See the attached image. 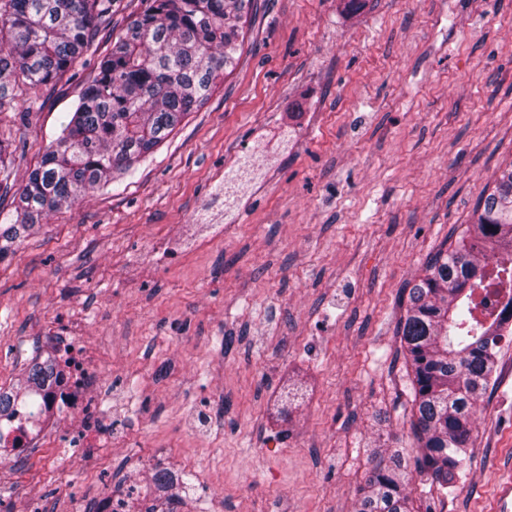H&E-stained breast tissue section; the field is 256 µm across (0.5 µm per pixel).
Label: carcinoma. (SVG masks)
Listing matches in <instances>:
<instances>
[{"mask_svg": "<svg viewBox=\"0 0 512 512\" xmlns=\"http://www.w3.org/2000/svg\"><path fill=\"white\" fill-rule=\"evenodd\" d=\"M116 0H0V109L8 84L49 89L84 61ZM98 63L61 134L0 207V260L50 212L69 208L154 152L234 66L257 0H147ZM512 334V167L500 171L456 243L433 255L409 291L398 336L412 386L416 462L433 484L454 487L473 441L472 413L494 387L500 344ZM60 371L54 355L28 369V394ZM17 396L0 392V419ZM354 512H416L397 449L372 454ZM164 504L180 498L173 475L154 474Z\"/></svg>", "mask_w": 512, "mask_h": 512, "instance_id": "cac0c4a2", "label": "carcinoma"}]
</instances>
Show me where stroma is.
<instances>
[{"instance_id": "stroma-1", "label": "stroma", "mask_w": 512, "mask_h": 512, "mask_svg": "<svg viewBox=\"0 0 512 512\" xmlns=\"http://www.w3.org/2000/svg\"><path fill=\"white\" fill-rule=\"evenodd\" d=\"M258 0L239 59L133 173L94 189L0 260V386L76 326L111 427L75 447L52 416L0 457V512H141L155 467L180 512H353L373 448L410 451L403 300L512 162V0ZM93 64L0 112L13 193ZM479 402L452 493L413 471L429 512H490L512 468V340ZM161 477L166 478V480L162 482ZM174 479L173 475L165 469H161L154 474L157 489L163 493L162 497H159V499L164 498V502L161 505H169L173 499H180L179 486L185 487L187 483L181 480L178 486Z\"/></svg>"}]
</instances>
